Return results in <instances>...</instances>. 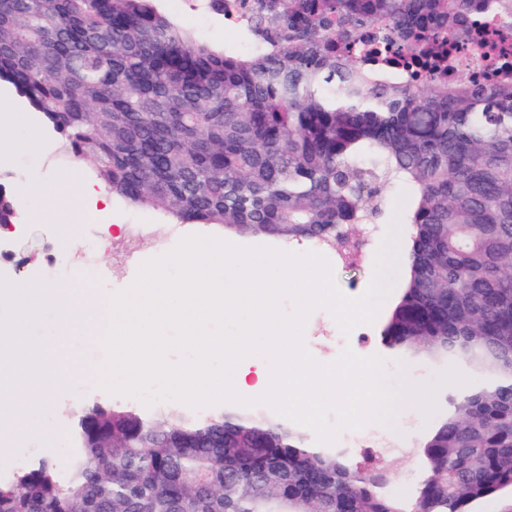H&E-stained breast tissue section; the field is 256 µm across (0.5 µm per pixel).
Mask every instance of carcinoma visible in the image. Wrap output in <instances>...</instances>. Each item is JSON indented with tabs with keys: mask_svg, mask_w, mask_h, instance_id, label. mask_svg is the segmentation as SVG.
<instances>
[{
	"mask_svg": "<svg viewBox=\"0 0 512 512\" xmlns=\"http://www.w3.org/2000/svg\"><path fill=\"white\" fill-rule=\"evenodd\" d=\"M512 0H255L235 54L152 0H0V84L129 203L179 224L311 238L353 265L386 189L410 226L380 332L457 367L414 496L296 427L218 408L168 420L95 402L61 468L0 479V512H512ZM475 55L491 80L459 66ZM0 182V225L18 224Z\"/></svg>",
	"mask_w": 512,
	"mask_h": 512,
	"instance_id": "cac0c4a2",
	"label": "carcinoma"
}]
</instances>
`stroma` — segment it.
<instances>
[{
  "instance_id": "35a3bbf8",
  "label": "stroma",
  "mask_w": 512,
  "mask_h": 512,
  "mask_svg": "<svg viewBox=\"0 0 512 512\" xmlns=\"http://www.w3.org/2000/svg\"><path fill=\"white\" fill-rule=\"evenodd\" d=\"M155 7L190 28L200 41L217 51H235L240 46V27L229 26L222 13L209 8L208 0H156ZM0 110L18 118L19 135L31 134L36 139L33 148L0 155V181L13 186L25 183L35 188L18 228L0 229V249L10 256L9 262L0 264V276L8 280L72 284L102 295H115L136 280L144 262L172 251L180 239L194 234L221 238L236 245L262 244L270 248L281 245L280 240L272 237L226 234L213 225H177L163 212L141 208L116 197L112 200L110 221L126 225L127 231L98 252L94 262H87V242L100 222L92 203L83 194L84 186L97 179L93 163H75L62 138L6 84L0 86ZM386 231L383 223L369 227L368 244L360 260L351 267L335 261L332 251H325L324 256L330 260L335 281L344 295L358 297L365 292L374 274L376 251ZM379 331V324L373 323L356 327L350 335H342L331 313L319 307L308 315L302 339L312 357L322 364L334 361L347 347L362 357L378 356L387 360L391 354L382 345ZM96 401L139 408L144 405L139 397L112 394L95 384L80 395L73 388H66L62 394L46 400L43 415L28 416L25 429L42 435L31 456H48L58 465H65L72 415ZM432 425V420L410 405L401 410L396 430L380 426L369 429L370 440L386 451L391 473L389 493L405 496L414 491L420 468L417 449Z\"/></svg>"
}]
</instances>
